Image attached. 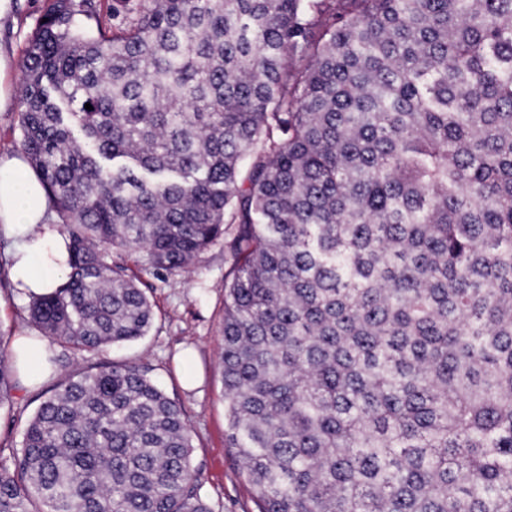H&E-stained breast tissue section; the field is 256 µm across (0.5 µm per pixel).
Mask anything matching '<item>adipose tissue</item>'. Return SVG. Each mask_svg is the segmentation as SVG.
I'll use <instances>...</instances> for the list:
<instances>
[{"label": "adipose tissue", "mask_w": 512, "mask_h": 512, "mask_svg": "<svg viewBox=\"0 0 512 512\" xmlns=\"http://www.w3.org/2000/svg\"><path fill=\"white\" fill-rule=\"evenodd\" d=\"M42 183L28 163H0V229L14 240L9 277L23 293L47 294L68 268L64 236L51 222Z\"/></svg>", "instance_id": "obj_1"}]
</instances>
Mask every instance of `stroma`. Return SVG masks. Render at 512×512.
I'll return each mask as SVG.
<instances>
[{
	"label": "stroma",
	"instance_id": "1",
	"mask_svg": "<svg viewBox=\"0 0 512 512\" xmlns=\"http://www.w3.org/2000/svg\"><path fill=\"white\" fill-rule=\"evenodd\" d=\"M14 24L0 28V42L22 57L47 0H15ZM13 240L0 232V354L11 356L15 336L37 335L28 317V301L11 287L8 267ZM233 257L223 243L204 251L188 272L157 276L141 271L151 287L154 325L147 336L130 345L104 352H82L54 344L57 362L52 378L87 370L102 361H136L147 365L165 392L185 414L194 445V465L201 472L203 491L219 512H259L252 487L237 458L226 448L224 383L219 367L224 328V276ZM192 358L194 385L179 376L180 363ZM15 386L0 403V459L19 452L22 433L34 415L38 390L26 386L14 371Z\"/></svg>",
	"mask_w": 512,
	"mask_h": 512
}]
</instances>
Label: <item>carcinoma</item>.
<instances>
[{
  "label": "carcinoma",
  "mask_w": 512,
  "mask_h": 512,
  "mask_svg": "<svg viewBox=\"0 0 512 512\" xmlns=\"http://www.w3.org/2000/svg\"><path fill=\"white\" fill-rule=\"evenodd\" d=\"M20 145L69 267L51 343L153 324L126 262L222 240L220 367L260 512H512V0H51ZM92 109H85V104ZM181 405L106 362L44 392L0 512H215ZM100 5V20L103 27L112 28L119 25L127 14V8H134L138 0H96ZM122 1V2H121ZM126 4V7L121 5ZM114 9H119V13Z\"/></svg>",
  "instance_id": "1"
}]
</instances>
